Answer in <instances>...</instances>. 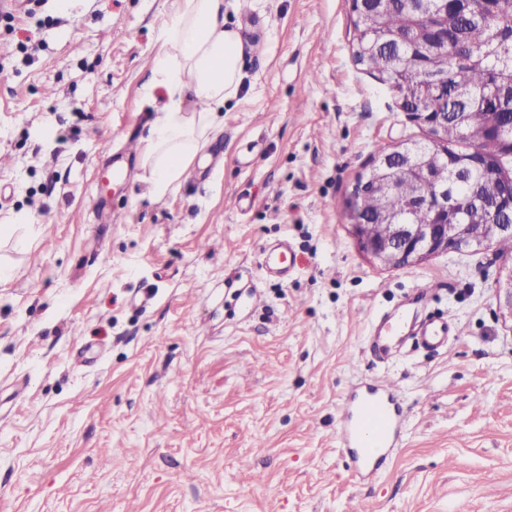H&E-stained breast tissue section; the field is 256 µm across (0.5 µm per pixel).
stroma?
<instances>
[{
    "instance_id": "stroma-1",
    "label": "stroma",
    "mask_w": 512,
    "mask_h": 512,
    "mask_svg": "<svg viewBox=\"0 0 512 512\" xmlns=\"http://www.w3.org/2000/svg\"><path fill=\"white\" fill-rule=\"evenodd\" d=\"M180 2L0 25V512H512V254L359 248L356 177L427 132L355 64L349 0H224L245 77L179 189L146 197L135 155L102 185L164 101L146 86ZM283 240L285 279L262 267ZM398 308L456 334L379 358ZM377 375L403 435L359 482L340 409Z\"/></svg>"
}]
</instances>
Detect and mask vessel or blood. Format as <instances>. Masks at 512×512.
<instances>
[{
	"label": "vessel or blood",
	"instance_id": "1",
	"mask_svg": "<svg viewBox=\"0 0 512 512\" xmlns=\"http://www.w3.org/2000/svg\"><path fill=\"white\" fill-rule=\"evenodd\" d=\"M452 322L437 319L422 324L421 343L437 348L455 335ZM340 422L341 446L353 459V476L364 481L375 475L401 435L402 410L391 385L373 378L361 385L343 404Z\"/></svg>",
	"mask_w": 512,
	"mask_h": 512
}]
</instances>
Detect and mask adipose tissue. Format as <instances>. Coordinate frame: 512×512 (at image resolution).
Segmentation results:
<instances>
[{"label":"adipose tissue","instance_id":"obj_1","mask_svg":"<svg viewBox=\"0 0 512 512\" xmlns=\"http://www.w3.org/2000/svg\"><path fill=\"white\" fill-rule=\"evenodd\" d=\"M150 89L166 93L144 140L140 179L159 200L176 191L241 86L243 43L224 23V0H182L160 30Z\"/></svg>","mask_w":512,"mask_h":512}]
</instances>
